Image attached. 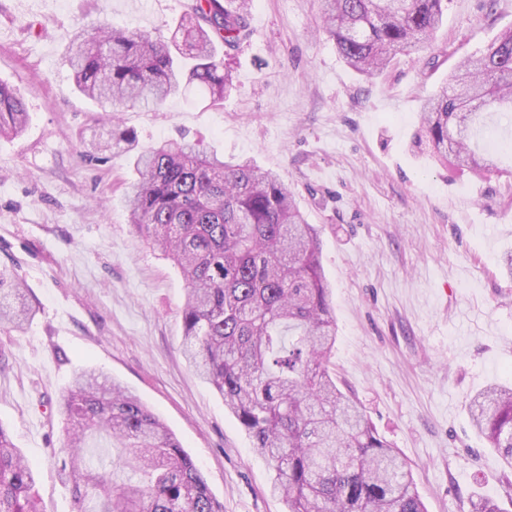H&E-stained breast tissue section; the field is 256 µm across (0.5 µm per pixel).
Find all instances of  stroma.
Segmentation results:
<instances>
[{"mask_svg": "<svg viewBox=\"0 0 512 512\" xmlns=\"http://www.w3.org/2000/svg\"><path fill=\"white\" fill-rule=\"evenodd\" d=\"M196 0H0V81L29 112L0 138V268L25 289V330L0 325V426L38 472L43 512H77L62 471L65 399L102 370L174 433L224 512H285L270 471L182 347L186 283L133 232L126 157L86 155L100 104L64 62L101 23L171 39ZM420 48L366 82L323 34L316 0H255L251 35L220 53L236 77L223 104L199 89L157 112L122 113L140 145L202 142L279 173L319 230L331 285V367L410 463L427 512L472 496L512 507V470L470 423V399L512 385V179H476L416 147L425 98L512 27V0H444Z\"/></svg>", "mask_w": 512, "mask_h": 512, "instance_id": "1", "label": "stroma"}]
</instances>
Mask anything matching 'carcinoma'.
I'll list each match as a JSON object with an SVG mask.
<instances>
[{
  "label": "carcinoma",
  "instance_id": "1",
  "mask_svg": "<svg viewBox=\"0 0 512 512\" xmlns=\"http://www.w3.org/2000/svg\"><path fill=\"white\" fill-rule=\"evenodd\" d=\"M443 0H319L322 31L345 62L373 78L419 47L442 23ZM253 0H204L181 39L99 24L69 45L77 88L113 112H156L196 85L221 104L233 87L218 44L250 36ZM512 112V29L480 57L462 60L448 85L421 105L422 136L445 164L503 174L497 150L478 145L482 114ZM97 151L131 154L136 178L124 201L141 237L177 265L186 359L224 399L271 470L286 512H427L410 465L336 384L330 359L336 318L322 271L318 230L278 174L251 158L226 161L199 143L139 146L112 121ZM23 96L0 83V136L20 135ZM32 309L0 268V322L22 330ZM471 423L512 469V386L494 384L469 402ZM71 421L62 469L80 512H223L174 434L136 395L96 370L66 399ZM96 434L118 449L94 454ZM29 461L0 425V512H40ZM97 494L91 510L84 507Z\"/></svg>",
  "mask_w": 512,
  "mask_h": 512
}]
</instances>
